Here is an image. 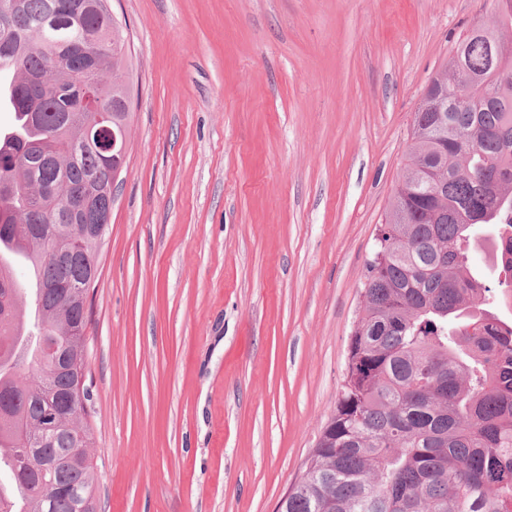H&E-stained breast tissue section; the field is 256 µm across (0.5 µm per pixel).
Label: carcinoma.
I'll list each match as a JSON object with an SVG mask.
<instances>
[{
    "label": "carcinoma",
    "mask_w": 512,
    "mask_h": 512,
    "mask_svg": "<svg viewBox=\"0 0 512 512\" xmlns=\"http://www.w3.org/2000/svg\"><path fill=\"white\" fill-rule=\"evenodd\" d=\"M0 21V65L12 66L10 139L0 132V512H41L40 487L79 489L97 502L85 422L89 400L80 297L99 273L103 244L82 259L54 247L62 208L103 180L91 126H130L124 27L109 0L58 19V0H10ZM492 25H473L427 87L413 116L408 164L359 286L343 384L303 475L281 512H512V0H496ZM442 96L448 127L427 102ZM490 227L493 280L471 263L475 228ZM24 262L14 278L4 258ZM69 345L73 372L31 364L41 343ZM74 393L49 444L52 469L14 471L47 409L42 384Z\"/></svg>",
    "instance_id": "1"
}]
</instances>
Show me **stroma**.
Masks as SVG:
<instances>
[{"label":"stroma","mask_w":512,"mask_h":512,"mask_svg":"<svg viewBox=\"0 0 512 512\" xmlns=\"http://www.w3.org/2000/svg\"><path fill=\"white\" fill-rule=\"evenodd\" d=\"M131 137L90 292L99 512H277L336 407L413 114L492 0H111Z\"/></svg>","instance_id":"obj_1"}]
</instances>
